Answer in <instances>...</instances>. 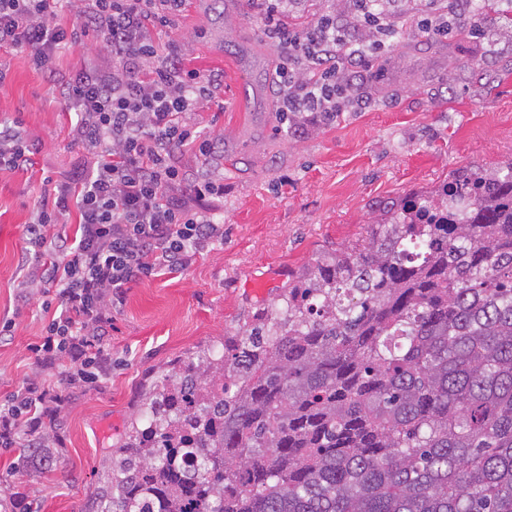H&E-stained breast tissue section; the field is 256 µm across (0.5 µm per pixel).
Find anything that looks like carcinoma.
Returning a JSON list of instances; mask_svg holds the SVG:
<instances>
[{
  "label": "carcinoma",
  "mask_w": 512,
  "mask_h": 512,
  "mask_svg": "<svg viewBox=\"0 0 512 512\" xmlns=\"http://www.w3.org/2000/svg\"><path fill=\"white\" fill-rule=\"evenodd\" d=\"M318 266L249 344L160 376L103 512H512V165L386 203Z\"/></svg>",
  "instance_id": "carcinoma-1"
}]
</instances>
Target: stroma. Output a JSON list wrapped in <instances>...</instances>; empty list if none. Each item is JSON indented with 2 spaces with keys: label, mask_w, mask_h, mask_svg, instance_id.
Segmentation results:
<instances>
[{
  "label": "stroma",
  "mask_w": 512,
  "mask_h": 512,
  "mask_svg": "<svg viewBox=\"0 0 512 512\" xmlns=\"http://www.w3.org/2000/svg\"><path fill=\"white\" fill-rule=\"evenodd\" d=\"M351 0H299L303 26L331 14L360 27ZM396 22L448 13V35L410 30L373 56L367 99L336 123L297 136L275 110L279 56L249 0H188L180 21L187 67L215 73V101L199 117L223 142L210 159L224 174L223 243L185 269L142 281L112 308V365L95 388L73 392L55 425L52 471L20 477L17 449H0V512L25 495L40 512H101L113 453L158 377L269 317L289 285L322 258L366 237L383 202L432 190L463 169L512 165V32L503 11L461 17L448 0H392ZM27 53L0 51V116L34 140L33 164L0 172V399L35 370L28 350L43 324L40 299H18L26 226L54 184L87 161L76 121L48 91Z\"/></svg>",
  "instance_id": "obj_1"
}]
</instances>
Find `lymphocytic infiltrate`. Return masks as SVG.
I'll return each instance as SVG.
<instances>
[{
	"mask_svg": "<svg viewBox=\"0 0 512 512\" xmlns=\"http://www.w3.org/2000/svg\"><path fill=\"white\" fill-rule=\"evenodd\" d=\"M187 2L0 0V50L28 52L35 69L50 74L57 51L92 33L104 58L72 71L61 92L90 159L29 227L26 288L51 317L28 349L38 367L59 368L60 380L28 383L0 402L1 448L48 447L68 389L94 387L107 372L110 303L224 239L214 207L223 178L186 186L175 161L188 146L210 157L218 142L197 126L214 77L185 69L176 36ZM255 2L283 55L276 70L283 121L299 135L335 123L339 97L359 93L372 67L370 46L396 31L389 14L362 7L359 38L327 15L294 30L283 0ZM73 211L80 234L70 238L57 226Z\"/></svg>",
	"mask_w": 512,
	"mask_h": 512,
	"instance_id": "obj_1",
	"label": "lymphocytic infiltrate"
}]
</instances>
